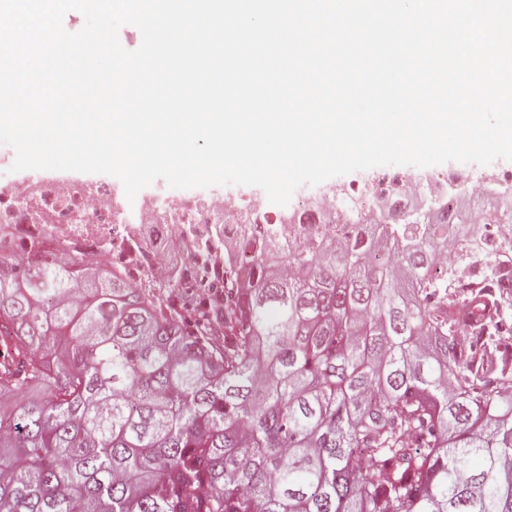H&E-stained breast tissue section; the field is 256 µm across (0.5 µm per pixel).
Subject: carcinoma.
<instances>
[{
	"label": "carcinoma",
	"instance_id": "carcinoma-1",
	"mask_svg": "<svg viewBox=\"0 0 512 512\" xmlns=\"http://www.w3.org/2000/svg\"><path fill=\"white\" fill-rule=\"evenodd\" d=\"M482 228L246 224L219 312L15 238L0 255V512H512V360L488 288L445 263ZM250 254L238 266L239 252ZM467 302L483 340L464 352ZM40 391L39 400L10 397Z\"/></svg>",
	"mask_w": 512,
	"mask_h": 512
}]
</instances>
